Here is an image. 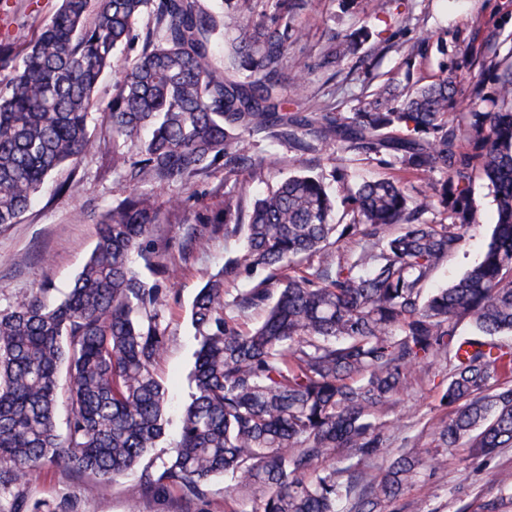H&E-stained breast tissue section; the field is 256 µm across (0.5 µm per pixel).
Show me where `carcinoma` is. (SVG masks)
Here are the masks:
<instances>
[{"mask_svg": "<svg viewBox=\"0 0 512 512\" xmlns=\"http://www.w3.org/2000/svg\"><path fill=\"white\" fill-rule=\"evenodd\" d=\"M222 5L218 18L201 0H61L22 50L0 43V225L18 223L56 168H78L97 117L112 128V172L138 187L101 216L96 246L58 303L35 294L0 311V512H77L72 501L11 497L46 463L106 482L139 466L137 496L172 488L192 505L222 474L255 512H343L348 501L350 512H392L423 470L445 465L440 449L490 458L512 447V345L500 340L512 336V64L481 59L495 89L473 82L467 112L449 111L458 90L446 76L416 89L389 80L352 112H306L294 49L307 0ZM148 10L156 25L139 33ZM381 50L364 28L332 32L321 65ZM110 71L115 93L102 108L96 91ZM259 134L302 156L332 145L442 176L413 195L397 176L357 182L338 163L337 193L320 174L294 173L246 210L238 177L255 179L265 159L245 136ZM220 165L235 178L223 218L188 226L179 249L186 259L222 231L240 256L193 300L194 388L179 439L154 470L142 461L168 425L155 373L167 350L165 295L132 257L166 271L152 189ZM477 176L496 206L489 241L457 281L428 293L478 224ZM313 256L317 264L294 266ZM241 266L268 275L229 300L224 282ZM257 309L263 321L242 329L239 318ZM437 360L448 363L437 447L413 443L374 474L323 466L340 451L382 456L390 443L379 417Z\"/></svg>", "mask_w": 512, "mask_h": 512, "instance_id": "1", "label": "carcinoma"}]
</instances>
